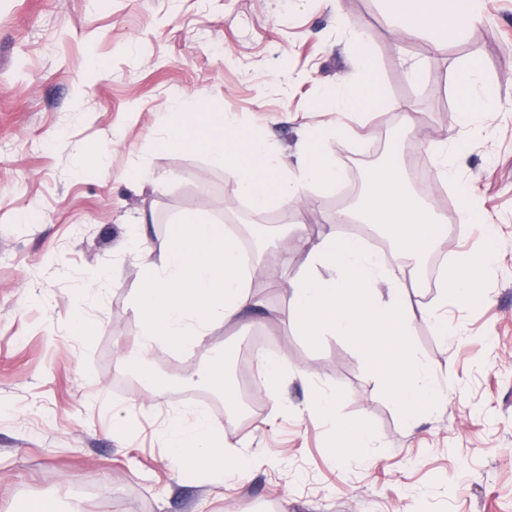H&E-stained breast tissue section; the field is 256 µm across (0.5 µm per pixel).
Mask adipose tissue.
Masks as SVG:
<instances>
[{"label":"adipose tissue","instance_id":"adipose-tissue-1","mask_svg":"<svg viewBox=\"0 0 512 512\" xmlns=\"http://www.w3.org/2000/svg\"><path fill=\"white\" fill-rule=\"evenodd\" d=\"M386 17L399 35H426L441 41L448 31L461 32L480 17V0H385ZM351 49L361 64L354 80L341 84L332 95V111H348L364 88L372 86L369 45L353 38ZM341 127L325 128L300 147L294 169L283 168L278 155L260 140L252 141L246 158L232 151L238 138L232 117L221 111L204 120H167L159 147L177 144L205 150L231 164L240 192L252 210L262 214L277 206H297L315 186L329 187L343 178L336 164L322 155L324 142L340 137ZM366 191L352 218L379 228L392 241L401 259L391 266L357 237L328 232L302 237L307 260L289 285L288 313L299 333L310 342L327 335L344 337L380 378L382 389L406 419L433 406L446 394L440 379L411 344L416 317L430 319L439 335H447L448 322L432 309H415L409 284L419 278L415 263L427 257L442 237L445 218L417 197L405 180L396 158L368 169ZM130 248L146 267L145 282L133 300L141 323L136 349L123 357L125 367L140 370L157 348L191 346L214 326L240 321L256 307L247 265L242 262L240 240L233 227L191 213L182 217L161 248L162 261L154 263L150 249L139 240ZM490 250L478 247L456 258V271L443 296L461 302L474 297ZM328 267L332 276L323 277ZM387 284L379 294L378 284ZM178 466L202 468L216 474L241 475L251 457L225 447L224 436L205 412L171 417L164 430Z\"/></svg>","mask_w":512,"mask_h":512}]
</instances>
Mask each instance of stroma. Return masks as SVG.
I'll list each match as a JSON object with an SVG mask.
<instances>
[{"label": "stroma", "instance_id": "1", "mask_svg": "<svg viewBox=\"0 0 512 512\" xmlns=\"http://www.w3.org/2000/svg\"><path fill=\"white\" fill-rule=\"evenodd\" d=\"M384 13L383 0L337 10L328 0H110L101 11L90 0H0V512L35 501L55 512H512V0H482L479 21L438 51L428 37L394 35ZM351 34L372 48L382 95L331 112L324 94L357 72ZM473 63L498 107L477 113L471 133L455 112ZM177 103L232 114L238 151L260 139L290 168L309 131L340 123L325 147L332 163L372 148L346 167L355 195L391 150L417 146L427 169L429 144L458 148L453 179H434L430 202L444 213L471 200L476 220L440 247L443 269L480 243L482 218L493 256L475 301L444 302L428 282L410 293L448 321L444 336L419 318L412 328L417 354L447 379L446 399L406 425L343 337L313 345L290 321L287 287L305 260L295 225L342 230L328 188L264 214L289 236L256 264L259 308L192 348L156 351L146 366L157 392L146 397L142 374L120 367L141 334L132 225L157 248L183 215L234 226L245 203L221 161L157 146ZM89 147L105 162L85 158ZM26 210L38 223H19ZM101 271L100 297L86 298L83 281ZM78 301L95 335L74 336ZM258 336L288 352L282 408L272 413L259 393L246 419H225L200 370L211 348L249 351ZM315 386L335 392L334 415L308 411ZM198 404L257 457L248 478L174 464L162 431ZM121 422L125 434L113 436ZM340 422L373 429L382 447L368 460L339 456Z\"/></svg>", "mask_w": 512, "mask_h": 512}]
</instances>
